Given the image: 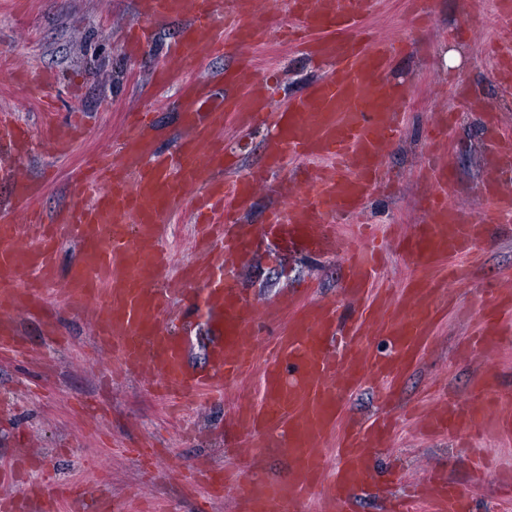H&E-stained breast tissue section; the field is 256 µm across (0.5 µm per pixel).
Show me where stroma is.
Wrapping results in <instances>:
<instances>
[{"instance_id":"stroma-1","label":"stroma","mask_w":512,"mask_h":512,"mask_svg":"<svg viewBox=\"0 0 512 512\" xmlns=\"http://www.w3.org/2000/svg\"><path fill=\"white\" fill-rule=\"evenodd\" d=\"M497 15L498 0H480L479 9L467 14L459 0H375L367 32L402 42L386 77L408 89L398 105L403 126L382 159L389 188L367 198L336 231L344 235L354 225L372 226L382 257L376 287L402 285L413 275L415 265L397 250L396 239L400 231L427 220L429 188L420 170L434 150L427 132L440 113L450 117L444 144L437 149L450 179L449 200L472 218L481 215L483 202L475 187L491 174L490 147L478 110L463 107L456 91L466 87L502 123L512 125V89L496 84L497 57L488 50L495 43L512 53V30L500 28ZM136 21L134 0H0V53L35 72L56 76L50 88L35 82L19 86L0 77V114L31 131L28 153L13 157L11 165L26 178L50 173V182L35 200L47 217L79 200L77 175L86 154L117 150L126 132V113H148L155 147L175 151L183 135L175 106L181 84L233 66L240 55L239 49L227 47L224 55L190 65L156 88L150 73L163 64L165 46L178 37L181 23L160 25L153 43L136 58L124 47V32ZM449 49L462 57L452 71L443 64ZM247 54L259 74L275 78L268 102L272 114L324 74L303 49L272 39ZM47 100L53 104L55 122H64L73 112L85 117L86 136L68 155H54L41 135ZM272 133L268 120L247 129L225 120L221 137L234 164L224 169L223 179L262 166ZM160 245L172 256L171 277L200 260L189 202L174 209ZM344 280L345 269L334 255L274 251L263 244L239 274V286L254 307L294 295L335 302L347 318L358 314L359 306L344 301ZM489 282L512 291V220L496 225L493 243L476 250L468 285L447 286V303L427 347L395 383V434L388 446L376 451V479L394 468L410 484L443 476L472 496V512H504L503 482L512 475V440L480 439L493 463L491 471L480 473L471 464L466 435L427 437L414 412L421 406L435 408L451 393L468 398L483 368L490 369L503 389L512 390V335L490 358L468 347L477 325L478 291ZM44 292L56 309L54 318L38 311L23 315L17 330L28 355L0 358V461L22 453L40 456L47 464L46 470L28 472L27 485L81 478L90 493L110 500L112 512H135L140 495L159 502L163 512H192L193 501L205 492L195 479L198 472L224 467L244 469L250 478L286 476L285 449H257L243 435L230 444L224 440V423L234 407L259 395L258 369L226 385L223 400L203 395L183 402L182 422L174 424L141 376L122 370L111 354L93 347L89 314L65 308L59 283L48 284ZM166 325L188 337L190 365L204 368L205 309L188 315L174 308ZM381 391L379 384L367 380L345 394L340 403L343 420L363 421L381 412Z\"/></svg>"}]
</instances>
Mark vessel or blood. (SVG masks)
I'll return each mask as SVG.
<instances>
[{
	"label": "vessel or blood",
	"mask_w": 512,
	"mask_h": 512,
	"mask_svg": "<svg viewBox=\"0 0 512 512\" xmlns=\"http://www.w3.org/2000/svg\"><path fill=\"white\" fill-rule=\"evenodd\" d=\"M374 6V0H290L288 21L275 27L283 42L308 45L311 53L331 62V70L294 97L276 116V138L264 167L224 183L212 174L225 164L217 133L225 116L251 125L268 103L269 85L251 65L227 69L216 83L240 88V96L212 102L209 86L186 82L181 88L180 117L187 131L174 156L158 153L144 133L143 113H133L130 132L120 144L119 159L103 154L89 159L82 183L97 193L88 203L67 209L52 223L31 219L16 223L0 211V352L16 350L11 331L18 312L40 307L37 283L56 274L55 255L63 239L77 245L75 264L64 280V303L74 313L91 311L92 337L126 370H149L176 397L219 394L252 364L254 337L268 334L278 319L269 307L255 310L238 288V263L252 252L254 241L271 236L303 248L335 247L346 264L344 294L364 296L376 272L373 250L350 249L336 240L330 217L357 209L382 187L379 162L399 129L395 103L406 90L386 79L400 47L382 39L353 37ZM254 0H135L138 21L126 31L130 54H139L155 37L157 25L183 20L181 33L167 49V61L152 79L166 86L174 72L201 63L224 50V35L235 44H255L267 33L255 24ZM484 131L491 144L494 177L484 184L479 220L473 221L448 200L446 168L428 155L422 169L432 193L428 223L416 225L399 242L405 255L422 270L396 296L377 298L383 315L382 332L390 344L387 355L364 350L363 320L340 323L336 309L310 301L298 306L287 332L277 334L261 375V399L236 409L234 420L253 447H282L288 453V474L282 479L242 480L219 469L210 480L220 490L238 489L246 512H271L283 501L301 499L321 489L328 512H352V500L370 480L375 450L387 443L393 429L381 415L364 426L339 429L343 392L358 386L363 376L394 384L425 347L438 313V294L448 283L469 280L466 263L476 245L486 241L491 224L512 214V132L493 114H485ZM82 133L78 121L60 128L50 124L45 139L59 153ZM28 144L27 131L0 122V145L19 154ZM319 158L317 174L301 168L297 182L304 194L298 202L270 210L261 227L243 224L240 213L257 186L269 183L291 157ZM191 199L214 252L205 266L194 268L179 287L159 282L169 259L159 251L163 218L184 199ZM208 307L212 347L208 373L191 371L181 337L161 325L173 301L194 308L197 297ZM512 324V295L494 285L481 290L474 344L495 351ZM424 428L434 436L512 435V394L490 371L477 375L468 399L449 397L425 417ZM338 434V462L326 473L319 450L330 434ZM85 484L67 482L50 488H28L0 494V512H26L30 499L41 512H57L60 504L79 505ZM425 501L432 512H469L467 493L449 482L435 483L431 492L398 497L390 512H413Z\"/></svg>",
	"instance_id": "1"
}]
</instances>
